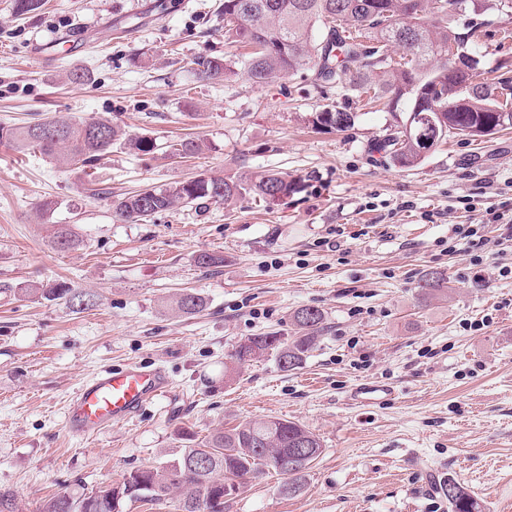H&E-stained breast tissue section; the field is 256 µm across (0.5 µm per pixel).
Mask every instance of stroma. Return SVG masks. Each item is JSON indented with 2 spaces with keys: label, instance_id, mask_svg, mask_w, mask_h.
<instances>
[{
  "label": "stroma",
  "instance_id": "1",
  "mask_svg": "<svg viewBox=\"0 0 512 512\" xmlns=\"http://www.w3.org/2000/svg\"><path fill=\"white\" fill-rule=\"evenodd\" d=\"M224 0H43L19 16L0 0V128L59 116L109 119L167 144L202 140L187 158L114 147L92 167L61 168L40 152L0 144V489L18 512L58 492L85 494L131 470L172 460L190 440L251 420L282 418L318 436L322 455L296 493L270 473L224 512H448L435 480L455 477L486 512H512V128L448 135L420 164L374 152L393 117L336 93L321 95L313 65L258 85L244 48L224 34ZM487 69L512 60L506 16L484 15ZM80 41V52L69 44ZM219 57L230 74L199 79L193 61ZM84 83L71 82L73 71ZM350 107L344 130L315 131V112ZM268 169L302 181L286 203L246 195L181 206L145 224L111 205L145 187L201 174ZM106 180L111 200L89 194ZM76 225L81 248L51 243ZM455 224H483L481 269L448 250ZM224 258L200 268V253ZM444 272L424 296L422 276ZM64 282L94 294L80 314L39 296ZM9 292H2V285ZM204 298L192 317L179 293ZM314 307L325 330L301 368L272 356L224 374L249 337L295 335L293 314ZM163 368L172 386L131 420L90 439L66 430L81 382L109 367ZM391 386L364 411L352 387Z\"/></svg>",
  "mask_w": 512,
  "mask_h": 512
}]
</instances>
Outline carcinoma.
<instances>
[{
	"mask_svg": "<svg viewBox=\"0 0 512 512\" xmlns=\"http://www.w3.org/2000/svg\"><path fill=\"white\" fill-rule=\"evenodd\" d=\"M407 0H224V31L253 47L245 61L248 77L267 83L314 61L317 79L330 87L346 89L360 98L381 102L389 112L410 114L421 102L440 106L437 123L448 133L475 136L471 129L481 126L512 125V100L501 104L492 97L496 81L487 77L482 63L480 40L484 20L480 15L497 10L502 0H414L410 11ZM466 44L471 58L455 71L460 82L470 83L466 94L457 92L448 81V43ZM196 73L203 80L223 77L230 67L217 57L194 59ZM355 114L340 109L316 113L312 123L344 131L354 125ZM56 133L48 135L45 129ZM104 129L105 135L95 133ZM24 153L37 150L60 166H94L113 145L119 143L143 156L163 153L186 157L200 150V144L183 140L161 147L145 135H133L109 120L70 122L54 118L0 130V144ZM374 150L388 155L401 167L418 165L422 144L404 139L395 130L374 144ZM299 181L288 174L268 169L257 177L196 178L166 188L146 187L118 199L114 213L126 222H149L158 213L179 205L205 209L212 203L230 204L243 195H254L268 204H279L297 192ZM52 243L71 250L82 239L67 224H61ZM445 275L428 271L420 281L422 293L438 290ZM63 302L75 313L96 304L95 296L58 283L49 288H24ZM205 306L203 298L185 291L177 299L183 316H192ZM298 335L286 338L275 332L248 338L235 352L234 362L224 366L232 374L246 362L272 354L279 367L288 372L298 369L308 351L324 330L323 313L305 307L294 312ZM323 452L316 435L286 419L250 421L229 430L217 431L183 449L172 461L132 470L122 481L75 496L59 493L45 500L39 512H120L124 504H160L177 493V512H224V501H213L215 493L228 494L226 487L240 488L244 481L274 472L288 478L284 491L298 489V480ZM451 512H481V506L458 482L440 484Z\"/></svg>",
	"mask_w": 512,
	"mask_h": 512,
	"instance_id": "1",
	"label": "carcinoma"
}]
</instances>
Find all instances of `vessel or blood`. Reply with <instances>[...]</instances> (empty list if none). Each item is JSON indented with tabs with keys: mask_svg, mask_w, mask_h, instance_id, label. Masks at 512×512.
Listing matches in <instances>:
<instances>
[{
	"mask_svg": "<svg viewBox=\"0 0 512 512\" xmlns=\"http://www.w3.org/2000/svg\"><path fill=\"white\" fill-rule=\"evenodd\" d=\"M170 386L168 375L159 367L132 364L101 370L86 379L71 398L66 427L74 436L87 437L122 424ZM391 396L389 387L376 384H360L351 391L352 400L363 406L388 401Z\"/></svg>",
	"mask_w": 512,
	"mask_h": 512,
	"instance_id": "vessel-or-blood-1",
	"label": "vessel or blood"
}]
</instances>
